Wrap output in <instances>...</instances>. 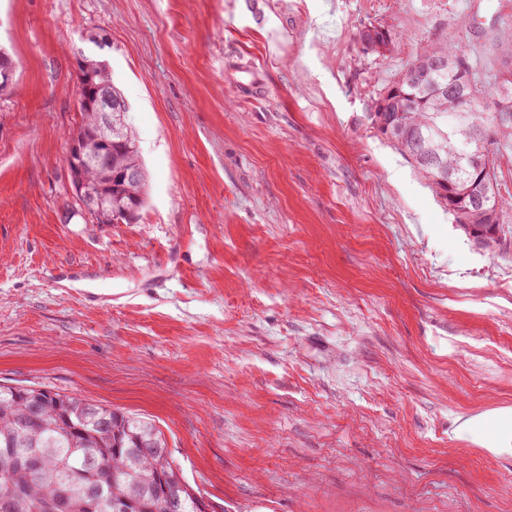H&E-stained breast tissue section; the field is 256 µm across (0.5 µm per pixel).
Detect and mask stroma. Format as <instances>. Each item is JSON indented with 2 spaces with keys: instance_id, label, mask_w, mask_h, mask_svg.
<instances>
[{
  "instance_id": "35a3bbf8",
  "label": "stroma",
  "mask_w": 512,
  "mask_h": 512,
  "mask_svg": "<svg viewBox=\"0 0 512 512\" xmlns=\"http://www.w3.org/2000/svg\"><path fill=\"white\" fill-rule=\"evenodd\" d=\"M512 0H0V384L151 420L214 512H512V235L476 246L367 121L431 43L499 67ZM399 33L386 55L358 31ZM147 178L74 213L78 60ZM511 419V433H512V415L510 417L509 411H502L497 414H475L463 419L459 429L461 432H472L484 435L489 429L488 424L492 431L484 439V447L493 454L497 453H510L512 448L508 445L503 446L510 429Z\"/></svg>"
}]
</instances>
